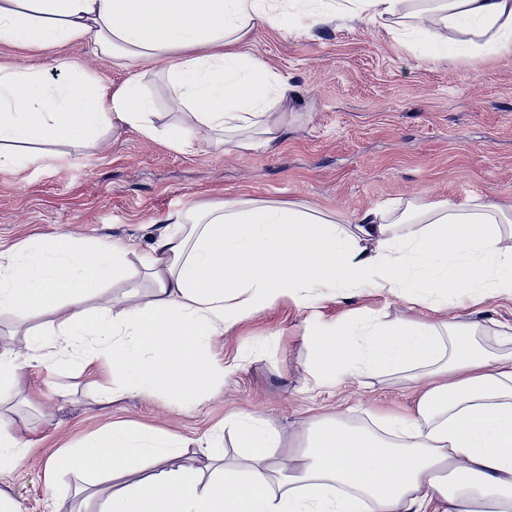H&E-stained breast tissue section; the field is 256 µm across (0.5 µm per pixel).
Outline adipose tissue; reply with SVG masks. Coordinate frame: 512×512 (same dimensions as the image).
I'll return each instance as SVG.
<instances>
[{
  "instance_id": "adipose-tissue-1",
  "label": "adipose tissue",
  "mask_w": 512,
  "mask_h": 512,
  "mask_svg": "<svg viewBox=\"0 0 512 512\" xmlns=\"http://www.w3.org/2000/svg\"><path fill=\"white\" fill-rule=\"evenodd\" d=\"M401 2L343 0L312 19L373 24L396 17ZM258 23L290 32L298 20L274 0H0V43L86 38L92 53L125 66L164 62L172 102L201 134L245 148L278 139L292 91L243 50ZM410 27L448 30L457 56L512 54V0H437ZM59 66L65 81L50 83L38 69L0 64V167L16 163V145L94 143L116 122L155 134L141 74L112 94L75 63ZM509 224L512 204L486 196L391 204L352 224L297 203L177 212L141 260L150 298L120 310L97 299L124 272L130 247L30 239L0 251V310L27 325L25 356L0 347V391L18 389L28 372L50 378L75 364L108 376L102 403L167 392L179 406L223 373L210 342L237 321L283 297L314 305L327 285L378 290L428 317L312 331L314 368L325 378L409 373L419 391L409 413L379 415L374 428L313 423L286 479L273 461L276 437L250 413L228 421L239 465H225L210 438L205 473L170 466L177 436L112 424L53 454L46 486L62 471L82 475L95 512H512V334L487 349L475 340L478 324L448 306L452 294L476 306L512 300ZM41 315L46 323L35 324Z\"/></svg>"
}]
</instances>
